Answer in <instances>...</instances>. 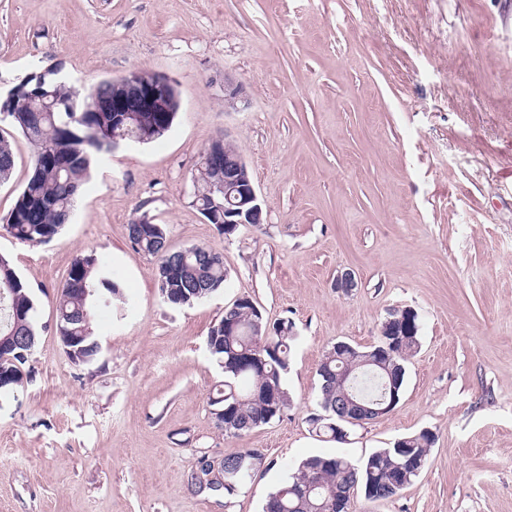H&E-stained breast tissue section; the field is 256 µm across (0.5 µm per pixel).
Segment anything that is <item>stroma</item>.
Here are the masks:
<instances>
[{
	"label": "stroma",
	"instance_id": "stroma-1",
	"mask_svg": "<svg viewBox=\"0 0 512 512\" xmlns=\"http://www.w3.org/2000/svg\"><path fill=\"white\" fill-rule=\"evenodd\" d=\"M147 69L175 82L173 127L100 162L69 223L31 246L0 229L34 292L31 379L0 401V512H262L288 469L314 454L358 460L427 429L435 443L398 495L350 512H512V0H0V94L53 70L75 85ZM246 101L224 106V78ZM15 154L0 216L33 148ZM244 157L265 221L231 238L193 203L210 142ZM164 225L178 250L222 253L207 301L165 303L157 261L128 228ZM94 255L126 303L100 312L103 350L75 364L53 299ZM353 271L357 288L334 286ZM297 334L280 419L239 437L217 426L223 373L207 336L236 298ZM418 314L420 345L388 415L316 436L317 370L345 341L375 345L388 314ZM260 450L232 500L199 490L200 459Z\"/></svg>",
	"mask_w": 512,
	"mask_h": 512
}]
</instances>
